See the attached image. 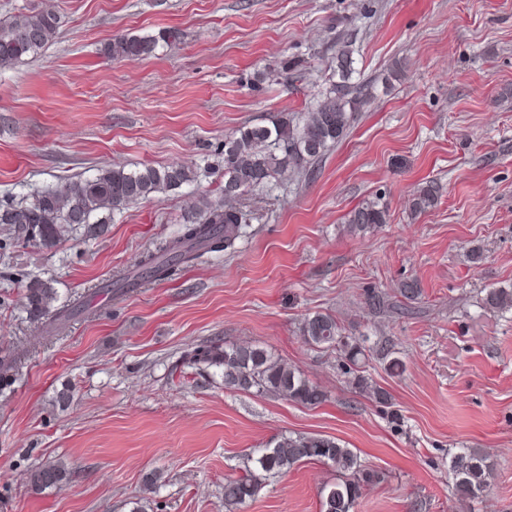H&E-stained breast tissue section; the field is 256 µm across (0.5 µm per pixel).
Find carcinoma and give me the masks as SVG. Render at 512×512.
Wrapping results in <instances>:
<instances>
[{"instance_id": "cac0c4a2", "label": "carcinoma", "mask_w": 512, "mask_h": 512, "mask_svg": "<svg viewBox=\"0 0 512 512\" xmlns=\"http://www.w3.org/2000/svg\"><path fill=\"white\" fill-rule=\"evenodd\" d=\"M62 17L48 10H31L0 19V69L9 68L27 57L38 55L60 32ZM181 33L168 29L157 36L121 35L104 46L103 54L114 60H137L155 55L160 44L174 46ZM353 52L343 48L336 54L334 69L338 80L310 111L287 117L271 127L244 126L225 136L224 157L209 166L224 178L219 195L202 198L187 217L183 233L142 254L131 272L113 280L108 288L124 294L146 281L168 279L179 267L191 266L204 252L234 249L245 214L236 201L256 187L265 186L287 170L303 171L323 158L338 144L355 120V111L368 92L351 82L355 73ZM198 167L184 162L98 169L91 178L68 183L65 191L46 188L19 201L0 203V224L10 225L25 243L53 249L77 229L95 238L105 235L112 223V212L157 194H168L198 181ZM439 190L427 182L414 190L410 213L414 216L433 209ZM387 223V207L379 198L358 203L345 216L347 231L366 233ZM58 295L48 280L34 278L26 286V313L29 320L52 325L66 320L73 306L57 305ZM491 311H512V285L489 288L482 298ZM304 342L317 348L336 350L345 365L358 366L368 358V348L359 339L345 336L332 317L320 313L301 323ZM24 351L9 350L0 355V391L11 386ZM183 365L196 369L220 370L224 388L270 395L318 406L327 400L326 392L304 373L275 358L264 348L248 342L227 344L213 339L184 352ZM352 385L378 403H386L389 393L355 374ZM330 463L339 477L320 493L321 512H353L361 489L381 481L382 475L363 468L358 455L339 440L321 434L282 436L260 450L245 466L244 474L224 483V503L243 505L258 496L272 478L288 472L303 461ZM494 463L479 448H462L450 456L448 471L451 492L461 506L482 498L490 487ZM70 468L62 461L50 462L30 474L36 490L57 487L68 479Z\"/></svg>"}]
</instances>
